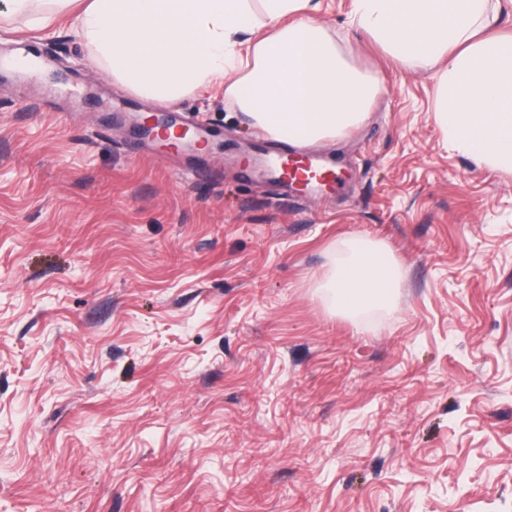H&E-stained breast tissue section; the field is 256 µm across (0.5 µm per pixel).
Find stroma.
I'll return each mask as SVG.
<instances>
[{
  "label": "stroma",
  "mask_w": 512,
  "mask_h": 512,
  "mask_svg": "<svg viewBox=\"0 0 512 512\" xmlns=\"http://www.w3.org/2000/svg\"><path fill=\"white\" fill-rule=\"evenodd\" d=\"M315 13L379 91L284 195L222 85L157 113L90 64L65 12L0 18V512H512V173L435 119L433 70ZM346 237L382 246L393 303L320 286Z\"/></svg>",
  "instance_id": "stroma-1"
}]
</instances>
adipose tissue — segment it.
I'll return each mask as SVG.
<instances>
[{"instance_id": "ef3b65f1", "label": "adipose tissue", "mask_w": 512, "mask_h": 512, "mask_svg": "<svg viewBox=\"0 0 512 512\" xmlns=\"http://www.w3.org/2000/svg\"><path fill=\"white\" fill-rule=\"evenodd\" d=\"M312 0H89L76 17L90 61L159 105L223 83L224 96L275 141L299 149L361 124L378 92L353 67ZM490 0H353L350 23L398 61L436 68V120L464 153L512 171V35ZM324 286L354 313L388 302L379 247L344 242Z\"/></svg>"}]
</instances>
